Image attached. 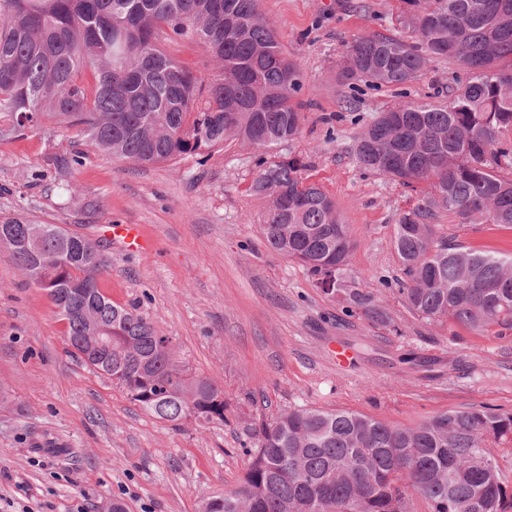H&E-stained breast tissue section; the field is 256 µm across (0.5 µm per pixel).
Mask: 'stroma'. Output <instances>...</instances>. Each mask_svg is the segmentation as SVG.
<instances>
[{"instance_id":"obj_1","label":"stroma","mask_w":512,"mask_h":512,"mask_svg":"<svg viewBox=\"0 0 512 512\" xmlns=\"http://www.w3.org/2000/svg\"><path fill=\"white\" fill-rule=\"evenodd\" d=\"M398 0H259L302 74L299 138L311 181L336 202L354 248L346 278L369 291L388 321L347 312L297 262L270 251L260 226L268 207L248 188L260 154L222 149L143 167L87 150L59 182L45 156L76 130L46 126L0 143V219L60 224L105 241L101 291L135 307L173 337L178 359L224 388L227 422L173 424L72 354L45 291L0 258V512H204L238 487L252 444L249 416L293 407L358 412L391 424L485 405L512 412V334L500 338L452 323L429 324L398 292L394 229L415 191L364 173L355 142L375 113L398 101L446 99L459 81L448 62L401 87L338 85L344 45L367 33H400ZM167 52L205 80L220 72L205 47L176 38ZM433 222L449 243L512 253V229ZM111 224H138L154 241L131 254L108 242ZM353 358L341 365L335 345Z\"/></svg>"}]
</instances>
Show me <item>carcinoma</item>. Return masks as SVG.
Segmentation results:
<instances>
[{
  "instance_id": "1",
  "label": "carcinoma",
  "mask_w": 512,
  "mask_h": 512,
  "mask_svg": "<svg viewBox=\"0 0 512 512\" xmlns=\"http://www.w3.org/2000/svg\"><path fill=\"white\" fill-rule=\"evenodd\" d=\"M415 39L360 35L348 42L343 82L402 86L444 59L465 80L448 102L383 109L355 143L359 166L420 196L395 225L405 275L398 292L429 323L503 336L512 331V254L448 244L429 223L442 209L461 224L512 229V0H400ZM193 37L220 78L205 84L169 56L162 38ZM303 84L258 0H0V141L52 123L95 151L138 165L238 139L270 153L295 140ZM79 143L49 153L66 175ZM280 155L250 191L267 199V246L300 263L349 308L388 319L374 296L348 284L354 247L335 201ZM0 254L44 290L73 354L132 402L173 423L223 422L224 388L195 376L176 343L98 287L99 242L57 224L0 221ZM254 452L238 488L205 512H512V479L496 449L512 448V413L482 405L402 427L345 410L294 407L252 424Z\"/></svg>"
}]
</instances>
